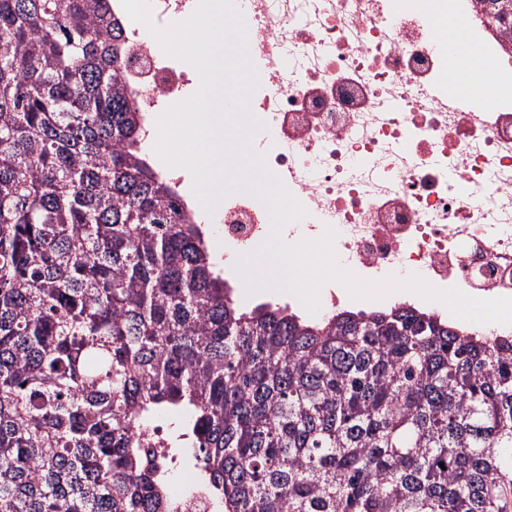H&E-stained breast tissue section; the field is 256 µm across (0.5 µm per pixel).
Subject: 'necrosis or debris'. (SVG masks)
<instances>
[{
    "instance_id": "necrosis-or-debris-1",
    "label": "necrosis or debris",
    "mask_w": 512,
    "mask_h": 512,
    "mask_svg": "<svg viewBox=\"0 0 512 512\" xmlns=\"http://www.w3.org/2000/svg\"><path fill=\"white\" fill-rule=\"evenodd\" d=\"M254 38L260 87L251 109L265 125L258 153L305 210L285 239L334 229L345 268L378 281L416 275L477 298L512 297V41L476 0H237ZM122 81L157 137L154 113L186 97L198 75L161 59L121 0ZM463 25L457 76L474 56L501 76L491 108L448 99L441 30ZM224 260L270 231L256 198L227 197Z\"/></svg>"
}]
</instances>
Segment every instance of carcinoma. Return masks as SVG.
I'll return each mask as SVG.
<instances>
[{"mask_svg": "<svg viewBox=\"0 0 512 512\" xmlns=\"http://www.w3.org/2000/svg\"><path fill=\"white\" fill-rule=\"evenodd\" d=\"M108 0H0V512H512V338L241 308L146 160ZM488 22L512 32V0ZM175 503V512H212L207 497L196 488L185 492H174L171 495Z\"/></svg>", "mask_w": 512, "mask_h": 512, "instance_id": "carcinoma-1", "label": "carcinoma"}]
</instances>
